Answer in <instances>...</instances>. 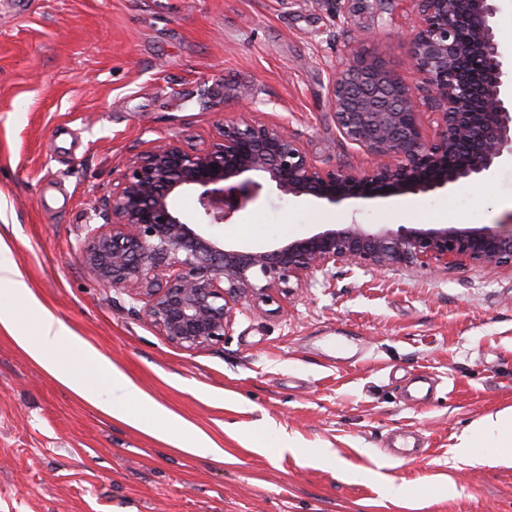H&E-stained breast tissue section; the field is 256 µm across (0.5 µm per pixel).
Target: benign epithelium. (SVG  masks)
I'll list each match as a JSON object with an SVG mask.
<instances>
[{"instance_id":"benign-epithelium-1","label":"benign epithelium","mask_w":512,"mask_h":512,"mask_svg":"<svg viewBox=\"0 0 512 512\" xmlns=\"http://www.w3.org/2000/svg\"><path fill=\"white\" fill-rule=\"evenodd\" d=\"M409 2L418 16L410 42L417 82L355 54L331 87L336 128L369 166L320 167L281 126L245 118L224 122L203 147L171 136L131 159L112 193L92 201L103 223L83 227L90 274L142 304L162 336L190 351L224 341L243 302L277 305L338 265L512 267V233L487 225L333 224L274 249L226 246L207 231L230 222L264 182L338 204L455 190L512 162V50L496 32L505 0ZM422 106L437 115L432 140L418 124ZM184 191L196 195L194 222L170 204Z\"/></svg>"}]
</instances>
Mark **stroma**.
<instances>
[{
    "label": "stroma",
    "instance_id": "35a3bbf8",
    "mask_svg": "<svg viewBox=\"0 0 512 512\" xmlns=\"http://www.w3.org/2000/svg\"><path fill=\"white\" fill-rule=\"evenodd\" d=\"M406 0H0V261L28 287L76 382L144 394L150 435L84 399L0 328V512H512V465L458 462V437L512 407V268L336 267L277 312L244 305L230 336L187 352L85 268L81 228L155 141L209 143L245 117L280 124L324 168L370 162L336 128L351 48L416 75ZM512 165L453 191L336 205L264 185L228 246L275 247L326 224L508 225ZM81 343L113 379L73 357ZM418 456L387 454L403 430ZM205 435L224 451L179 449ZM404 499L385 498V482Z\"/></svg>",
    "mask_w": 512,
    "mask_h": 512
}]
</instances>
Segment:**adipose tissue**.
I'll list each match as a JSON object with an SVG mask.
<instances>
[{
    "label": "adipose tissue",
    "instance_id": "ef3b65f1",
    "mask_svg": "<svg viewBox=\"0 0 512 512\" xmlns=\"http://www.w3.org/2000/svg\"><path fill=\"white\" fill-rule=\"evenodd\" d=\"M455 455L467 463L511 464L512 410L486 417L463 433Z\"/></svg>",
    "mask_w": 512,
    "mask_h": 512
}]
</instances>
